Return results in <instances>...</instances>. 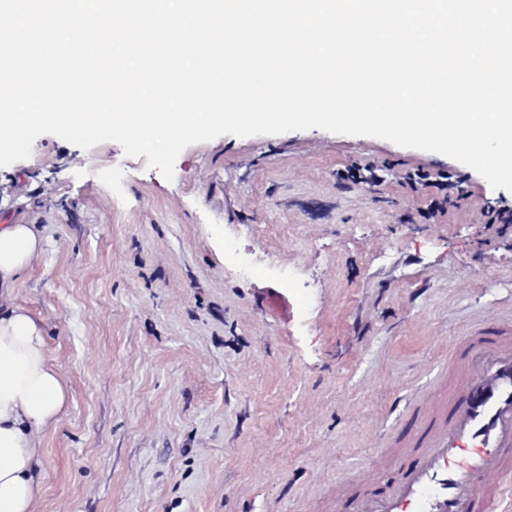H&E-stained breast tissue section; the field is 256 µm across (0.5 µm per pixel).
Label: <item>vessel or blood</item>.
<instances>
[{"mask_svg":"<svg viewBox=\"0 0 512 512\" xmlns=\"http://www.w3.org/2000/svg\"><path fill=\"white\" fill-rule=\"evenodd\" d=\"M430 413L398 479L351 512H512L511 321L460 339Z\"/></svg>","mask_w":512,"mask_h":512,"instance_id":"b4317fda","label":"vessel or blood"}]
</instances>
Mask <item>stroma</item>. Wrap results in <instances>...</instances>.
<instances>
[{
	"mask_svg": "<svg viewBox=\"0 0 512 512\" xmlns=\"http://www.w3.org/2000/svg\"><path fill=\"white\" fill-rule=\"evenodd\" d=\"M512 192L437 152L320 129L222 135L172 179L39 136L0 167V224H38L14 297L71 400L36 512H331L398 471L413 394L512 310Z\"/></svg>",
	"mask_w": 512,
	"mask_h": 512,
	"instance_id": "obj_1",
	"label": "stroma"
}]
</instances>
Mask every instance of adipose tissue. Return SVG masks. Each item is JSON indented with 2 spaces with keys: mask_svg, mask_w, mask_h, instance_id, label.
I'll list each match as a JSON object with an SVG mask.
<instances>
[{
  "mask_svg": "<svg viewBox=\"0 0 512 512\" xmlns=\"http://www.w3.org/2000/svg\"><path fill=\"white\" fill-rule=\"evenodd\" d=\"M44 248L37 225L0 224V512H34L43 485L41 436L70 398L49 361L43 324L13 296Z\"/></svg>",
  "mask_w": 512,
  "mask_h": 512,
  "instance_id": "ef3b65f1",
  "label": "adipose tissue"
}]
</instances>
